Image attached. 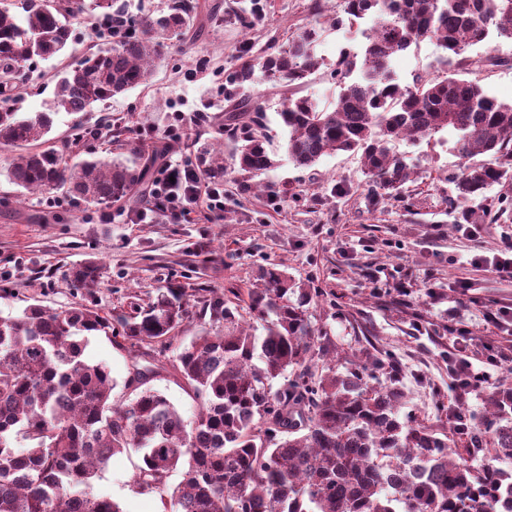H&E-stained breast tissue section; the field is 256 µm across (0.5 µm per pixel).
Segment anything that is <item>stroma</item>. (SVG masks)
Instances as JSON below:
<instances>
[{"label": "stroma", "instance_id": "35a3bbf8", "mask_svg": "<svg viewBox=\"0 0 512 512\" xmlns=\"http://www.w3.org/2000/svg\"><path fill=\"white\" fill-rule=\"evenodd\" d=\"M204 2L220 5L221 19L207 23L194 45L172 43L145 85L85 112H58L49 137L73 159H108L117 152L102 130L108 122L147 154L179 112L183 145L172 157L197 160L201 146L215 137L210 118L228 105L226 75L269 41L287 43L299 28L315 25L324 70L293 89L269 82L258 71L246 88L272 119L270 134L279 148L275 167L250 178L225 162L223 209L198 203L188 224L174 223L161 212L151 223L134 224L120 203L111 207V223L102 224L99 208L63 196L48 203L1 175L0 316L18 314L34 302L52 309L87 305L108 316L131 303L149 302L167 284L211 288L227 297L256 283L260 266L275 263L310 288L312 321L339 352L391 354L406 392L403 412L448 427L455 405L448 392L449 364L465 359L479 369L495 349L503 355L502 367L512 366V324L494 318L501 306H512V282L473 262L474 255L496 253L512 241V181L464 202L476 215L486 201L501 212L497 222L483 224L471 239L449 222L448 196L454 188L448 173L462 160L447 133L392 143V152L412 169L409 196L402 201L373 195L356 152L323 157L311 169L295 166L281 149L286 132L274 117L291 95L334 106L338 89L325 69L342 48L341 31L332 21L342 16L343 0ZM245 17L254 22L251 30L242 27ZM95 24L88 17L74 20L63 53L31 62L21 93L23 111L45 110L55 98L57 73L104 47ZM467 55L476 61L473 75L484 88L512 103V41L492 37ZM489 57L499 58V65H486ZM441 61V50L424 41L397 57L394 72L409 84L435 75ZM245 183L250 192L242 191ZM90 259L101 265L96 286L72 287L68 270ZM85 354L110 368L117 383L113 396L125 399L126 352L94 336ZM139 461L132 449L113 456L95 479L94 491L119 501L125 512H162L157 497L132 490Z\"/></svg>", "mask_w": 512, "mask_h": 512}]
</instances>
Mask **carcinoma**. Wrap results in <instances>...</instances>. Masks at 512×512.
Listing matches in <instances>:
<instances>
[{
    "label": "carcinoma",
    "mask_w": 512,
    "mask_h": 512,
    "mask_svg": "<svg viewBox=\"0 0 512 512\" xmlns=\"http://www.w3.org/2000/svg\"><path fill=\"white\" fill-rule=\"evenodd\" d=\"M93 5L125 35L60 74L54 106L67 112L145 84L165 41L186 39L200 10L198 0H172L162 18L130 19L114 2ZM85 8V0L55 8L0 0L1 146L37 143L50 131L53 112L19 111V82L30 61L68 45L69 18ZM344 13L371 17L370 34L361 51L340 53L330 68L340 87L334 108L286 98L277 116L288 130L289 161L312 168L338 151L358 152L373 187L399 195L411 172L390 144L446 130L470 160L448 178L456 192L448 208L455 223H471L459 203L512 178V103L465 77L460 62L401 85L393 61L425 40L447 65L492 33L512 40V0H344ZM317 40L316 27L302 28L244 62L229 83L245 87L258 67L270 81L299 85L324 65ZM267 123L261 104L247 97L217 124L234 144V165L252 176L274 165ZM204 157L206 174L223 172L221 151L209 148ZM154 169L152 157L73 162L48 146L12 157L6 177L28 193L62 191L96 207L138 202ZM100 270L87 261L68 277L88 288ZM309 301L305 283L272 264L238 303L207 288L191 296L171 287L110 318L89 306L57 311L36 303L0 316V512H124L92 488L112 456L129 448L141 453L136 492L157 496L169 512H512V468L472 464L489 452L512 464V377L483 394L481 412L452 411L449 433L440 434L400 417L403 390L377 377L392 371L390 356L338 355L313 327ZM191 308L204 327L171 356ZM96 333L128 353L124 388L133 398L114 400L109 367L85 358ZM319 363L324 373L314 379L309 371ZM167 365L199 402L191 419L149 385ZM279 378L287 383L276 389ZM452 435L462 447H452ZM19 439L28 446L14 447ZM184 462L182 481L170 487Z\"/></svg>",
    "instance_id": "1"
}]
</instances>
